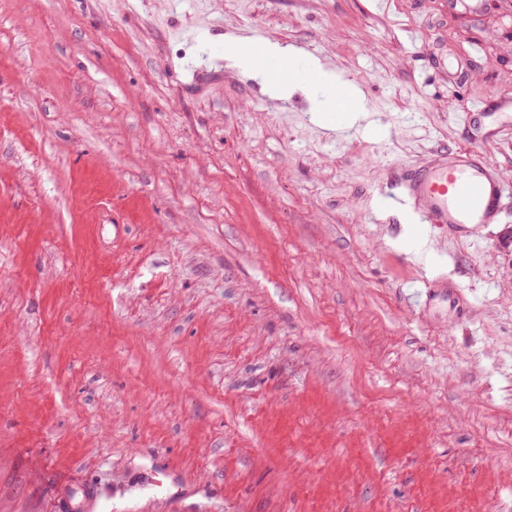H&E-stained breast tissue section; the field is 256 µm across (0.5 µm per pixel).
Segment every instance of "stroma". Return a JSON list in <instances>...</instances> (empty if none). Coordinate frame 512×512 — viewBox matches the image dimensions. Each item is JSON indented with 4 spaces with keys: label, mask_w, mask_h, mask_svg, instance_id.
Instances as JSON below:
<instances>
[{
    "label": "stroma",
    "mask_w": 512,
    "mask_h": 512,
    "mask_svg": "<svg viewBox=\"0 0 512 512\" xmlns=\"http://www.w3.org/2000/svg\"><path fill=\"white\" fill-rule=\"evenodd\" d=\"M256 38L377 132L279 101ZM474 97L512 98V0H0V512L74 479L92 512H512V195L430 245L456 306L380 197L474 142L512 181ZM333 81L334 76L316 59L308 67L307 78L295 77L289 79L288 83L277 85L276 92L281 96H287L288 91L295 87L316 89L331 84ZM338 95L343 103L345 112V121L341 128L342 130L352 128L366 120L367 114L362 106L363 93L356 84H343L339 88Z\"/></svg>",
    "instance_id": "1"
}]
</instances>
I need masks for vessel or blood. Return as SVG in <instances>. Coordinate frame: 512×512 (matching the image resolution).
<instances>
[{"label":"vessel or blood","mask_w":512,"mask_h":512,"mask_svg":"<svg viewBox=\"0 0 512 512\" xmlns=\"http://www.w3.org/2000/svg\"><path fill=\"white\" fill-rule=\"evenodd\" d=\"M512 114V100H481L460 114L474 125L492 114ZM507 188L501 173L482 148L469 146L440 152L401 179L390 198L397 209L413 207L420 230L437 225L452 230H479L496 223Z\"/></svg>","instance_id":"b4317fda"}]
</instances>
